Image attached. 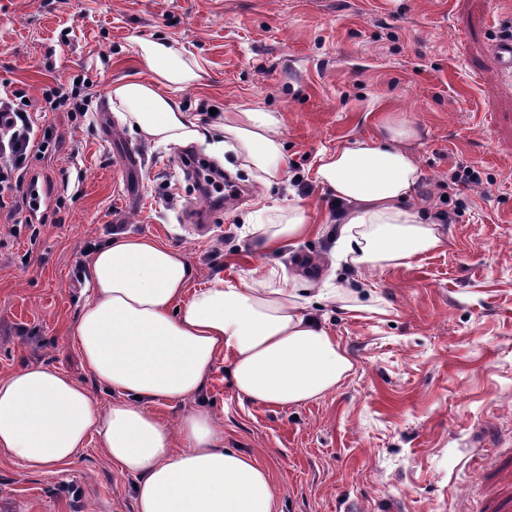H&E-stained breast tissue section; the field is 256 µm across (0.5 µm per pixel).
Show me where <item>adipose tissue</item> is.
I'll return each instance as SVG.
<instances>
[{
  "label": "adipose tissue",
  "instance_id": "adipose-tissue-1",
  "mask_svg": "<svg viewBox=\"0 0 512 512\" xmlns=\"http://www.w3.org/2000/svg\"><path fill=\"white\" fill-rule=\"evenodd\" d=\"M138 53L152 78L113 87L112 109L144 139L196 143L209 154L227 149L258 185L278 178L284 161L279 113L239 105L216 116L219 138L208 141L175 99L199 82V65L160 41H139ZM385 130L386 142L357 138L321 151L314 166L315 182L339 206L338 252L354 267L398 269L446 242L440 224L422 218L414 204L423 172L406 147L413 129L389 118ZM310 230L300 206L267 212L254 227L266 251ZM86 275L90 294L70 339L113 398L100 404L68 374L24 366L0 378V450L42 471L71 463L98 441L113 465L135 479V512H276L268 468L254 455L225 447L205 411L172 424L152 408L200 392L222 356L230 359L241 399L287 407L335 391L353 362L309 312L297 280L273 286L259 276L235 285L217 277L194 289L195 271L184 254L136 235L98 247Z\"/></svg>",
  "mask_w": 512,
  "mask_h": 512
}]
</instances>
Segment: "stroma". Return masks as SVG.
Instances as JSON below:
<instances>
[{
    "label": "stroma",
    "mask_w": 512,
    "mask_h": 512,
    "mask_svg": "<svg viewBox=\"0 0 512 512\" xmlns=\"http://www.w3.org/2000/svg\"><path fill=\"white\" fill-rule=\"evenodd\" d=\"M511 27L512 0H0V86L35 101L59 82L94 93L88 113L42 115L59 140L29 159L38 221L0 223V377L40 364L110 401L68 330L91 252L121 235L181 250L196 288L256 271L361 281L369 310L311 304L355 364L335 392L288 407L241 400L220 358L199 395L155 413L206 410L225 447L269 469L277 512H484L494 462L512 465V85L490 51ZM141 39L199 62L201 82L178 102L200 127L248 102L282 115L281 177L258 186L225 153L229 186L250 196L206 228L182 220L195 185L180 157L203 148L152 146L112 110L113 86L152 77ZM386 114L417 131L407 146L425 175L418 208L448 211L446 244L359 272L335 264L332 196L313 165L322 150L380 136ZM123 146L138 166L119 168ZM466 170L476 181L461 180ZM295 205L313 233L262 252L250 214ZM0 512H134V480L95 442L43 472L0 451Z\"/></svg>",
    "instance_id": "stroma-1"
}]
</instances>
